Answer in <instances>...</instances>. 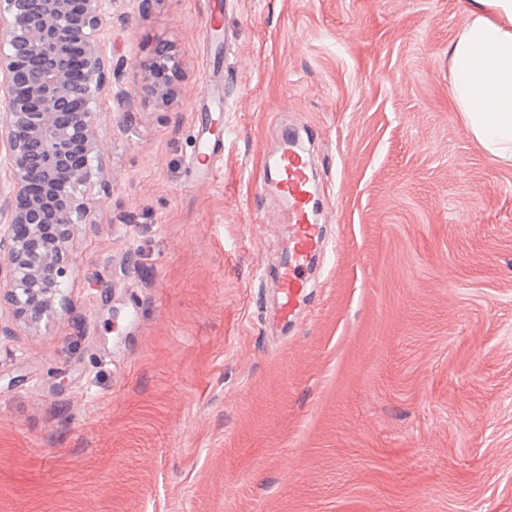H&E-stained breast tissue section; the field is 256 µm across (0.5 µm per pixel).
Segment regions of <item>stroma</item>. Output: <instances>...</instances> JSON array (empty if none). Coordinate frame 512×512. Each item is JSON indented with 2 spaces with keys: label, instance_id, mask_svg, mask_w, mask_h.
Returning <instances> with one entry per match:
<instances>
[{
  "label": "stroma",
  "instance_id": "stroma-1",
  "mask_svg": "<svg viewBox=\"0 0 512 512\" xmlns=\"http://www.w3.org/2000/svg\"><path fill=\"white\" fill-rule=\"evenodd\" d=\"M210 3L103 23L65 301L35 327L0 306V512H512V163L452 99L466 0H235L222 52ZM162 52L152 95L132 70ZM211 76L232 134L202 183ZM280 123L328 241L285 327L258 193ZM224 104V89L210 84L207 96L195 101L192 105V112H197V115L188 164L202 177L211 174L221 160L222 151H224V144L222 149L216 140L212 141L210 136L213 133L210 131L211 124L209 125L213 112L224 113Z\"/></svg>",
  "mask_w": 512,
  "mask_h": 512
}]
</instances>
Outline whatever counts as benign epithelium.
I'll list each match as a JSON object with an SVG mask.
<instances>
[{"mask_svg": "<svg viewBox=\"0 0 512 512\" xmlns=\"http://www.w3.org/2000/svg\"><path fill=\"white\" fill-rule=\"evenodd\" d=\"M0 0V147L13 190L0 196V299L38 324L61 295L75 258L65 250L72 227L91 212L79 190L101 155L95 114L106 85L101 25L112 0ZM84 57L71 64L76 46ZM178 62L165 55L141 76L157 88ZM83 146L77 162L73 149ZM38 179L43 193L29 192Z\"/></svg>", "mask_w": 512, "mask_h": 512, "instance_id": "1", "label": "benign epithelium"}]
</instances>
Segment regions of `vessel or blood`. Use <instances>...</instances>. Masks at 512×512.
<instances>
[{"label":"vessel or blood","instance_id":"b4317fda","mask_svg":"<svg viewBox=\"0 0 512 512\" xmlns=\"http://www.w3.org/2000/svg\"><path fill=\"white\" fill-rule=\"evenodd\" d=\"M229 7V0H218L205 25L204 39H212L226 31ZM224 104L223 88L213 86L206 97L192 105L196 124L188 163L203 177L211 174L222 156L220 144L211 139L210 120L213 113L223 111ZM268 167L274 174L283 208L270 214L267 221L286 225L288 234L285 254L274 265L278 314L280 321L285 323L294 316L295 306L307 286V270L324 241V229L314 219L316 199L311 190L310 156L288 131L276 134Z\"/></svg>","mask_w":512,"mask_h":512}]
</instances>
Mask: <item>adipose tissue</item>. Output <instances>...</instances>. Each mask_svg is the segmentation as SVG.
<instances>
[{
	"label": "adipose tissue",
	"mask_w": 512,
	"mask_h": 512,
	"mask_svg": "<svg viewBox=\"0 0 512 512\" xmlns=\"http://www.w3.org/2000/svg\"><path fill=\"white\" fill-rule=\"evenodd\" d=\"M452 97L472 139L512 161V0H470L448 45Z\"/></svg>",
	"instance_id": "1"
}]
</instances>
